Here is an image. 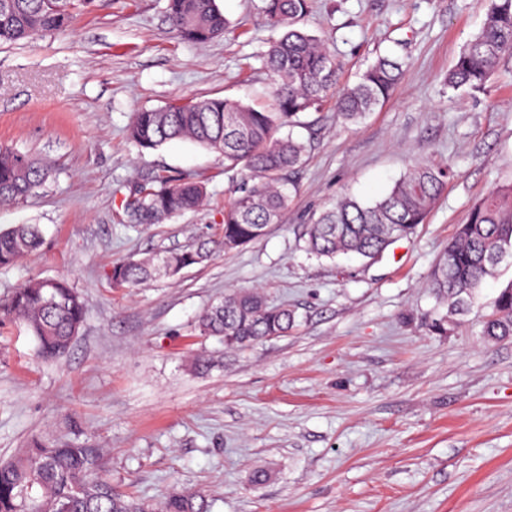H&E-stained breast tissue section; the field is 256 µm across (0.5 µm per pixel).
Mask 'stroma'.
Returning a JSON list of instances; mask_svg holds the SVG:
<instances>
[{
	"mask_svg": "<svg viewBox=\"0 0 512 512\" xmlns=\"http://www.w3.org/2000/svg\"><path fill=\"white\" fill-rule=\"evenodd\" d=\"M217 4L230 27L202 45L176 38L167 0H95L66 31L0 45V146L49 166L34 194L0 207V228L43 231L37 254L0 268V302L57 278L89 309L58 362L20 324H0V458L76 439L120 489L151 500L200 489L212 512H512V337L482 333L512 259L458 323L431 326L448 313L430 287L437 259L471 209L512 182V55L484 90L447 84L488 0H310L299 26L326 40L340 85L386 54L404 59V81L360 124L330 104L304 115L308 157L265 236L116 286V263L224 236L237 185L223 156L188 141L142 150L126 135L140 108L267 101L274 33L261 0ZM417 162L447 179L412 238L374 260L306 251L313 215L345 195L378 197ZM158 173L204 182L206 204L127 223L123 196ZM251 288L295 311L288 335L242 349L197 335L204 309ZM199 358L211 369L196 371Z\"/></svg>",
	"mask_w": 512,
	"mask_h": 512,
	"instance_id": "35a3bbf8",
	"label": "stroma"
}]
</instances>
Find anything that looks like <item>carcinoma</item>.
<instances>
[{
	"instance_id": "1",
	"label": "carcinoma",
	"mask_w": 512,
	"mask_h": 512,
	"mask_svg": "<svg viewBox=\"0 0 512 512\" xmlns=\"http://www.w3.org/2000/svg\"><path fill=\"white\" fill-rule=\"evenodd\" d=\"M93 0H0V44H19L38 34L62 31L75 11ZM308 0H264L265 24L282 34L273 40L266 65L275 77L269 103L254 107L230 97H211L133 113L129 137L142 149L155 150L175 139H188L224 157L225 173L242 176L237 195L224 204V239L196 248L129 259L113 266L112 280L138 288L199 264L211 248L231 250L262 237L288 209L282 183L304 164L309 144L280 130L301 123L318 110L336 87L338 66L325 41L297 27ZM176 36L202 45L221 35L228 20L216 0H168ZM512 55V0H490L482 30L460 52L448 72V87L483 89L500 60ZM406 63L379 56L359 80L338 91L336 112L357 124L389 99L401 83ZM47 165L26 154L0 149V204L15 203L42 186ZM447 172L428 163L410 166L379 199L363 202L345 196L304 226L307 251L334 259L380 256L399 239L411 238L444 190ZM207 191L200 181L157 174L125 196L121 206L132 224H158L201 207ZM42 244L39 228L18 224L0 230V267L34 254ZM512 258V183L497 187L458 225L456 238L440 258L431 288L448 311L461 312L475 299L499 264ZM82 294L62 279L39 280L16 290L0 304V320L22 324L33 336L39 356L57 361L69 354L86 320ZM294 311L268 304L264 295L236 289L203 310L195 329L240 349L295 325ZM491 340L512 336V285L502 289L484 322ZM0 512H210L206 495L177 489L159 501L122 491L97 469V450L68 440L32 441L0 460Z\"/></svg>"
}]
</instances>
